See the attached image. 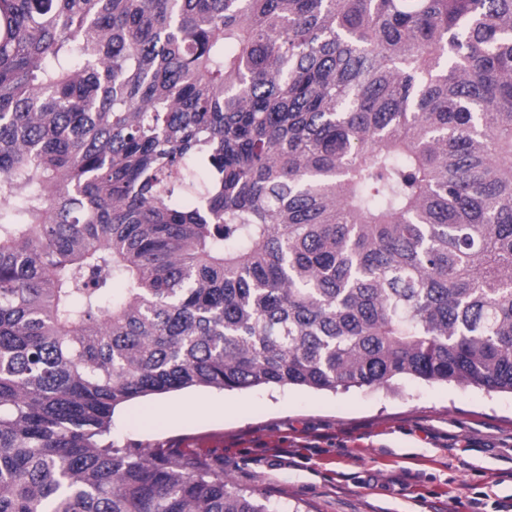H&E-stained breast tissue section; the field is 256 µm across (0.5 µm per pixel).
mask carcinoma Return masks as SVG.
<instances>
[{"instance_id":"carcinoma-1","label":"carcinoma","mask_w":512,"mask_h":512,"mask_svg":"<svg viewBox=\"0 0 512 512\" xmlns=\"http://www.w3.org/2000/svg\"><path fill=\"white\" fill-rule=\"evenodd\" d=\"M512 393V0H0V512H276L115 409Z\"/></svg>"}]
</instances>
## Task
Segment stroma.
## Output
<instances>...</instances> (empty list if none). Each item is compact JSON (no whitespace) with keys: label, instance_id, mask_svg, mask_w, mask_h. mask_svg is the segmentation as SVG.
<instances>
[{"label":"stroma","instance_id":"1","mask_svg":"<svg viewBox=\"0 0 512 512\" xmlns=\"http://www.w3.org/2000/svg\"><path fill=\"white\" fill-rule=\"evenodd\" d=\"M112 433L222 460L280 512H512L508 392L187 389L116 408Z\"/></svg>","mask_w":512,"mask_h":512}]
</instances>
